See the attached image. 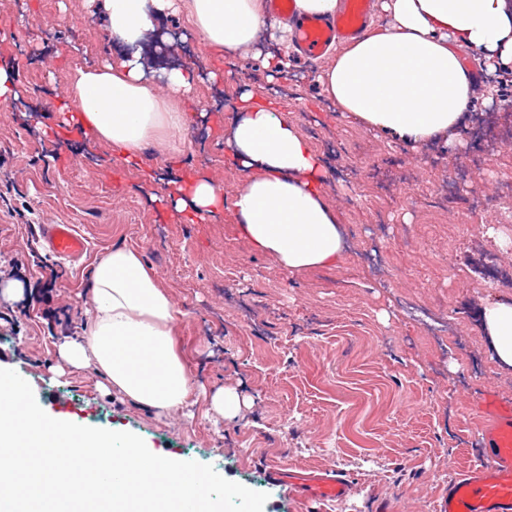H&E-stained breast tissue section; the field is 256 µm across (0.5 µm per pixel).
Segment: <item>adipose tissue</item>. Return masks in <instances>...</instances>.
<instances>
[{"mask_svg": "<svg viewBox=\"0 0 512 512\" xmlns=\"http://www.w3.org/2000/svg\"><path fill=\"white\" fill-rule=\"evenodd\" d=\"M118 59L79 68L57 110L126 164L143 167L148 144L171 145L193 120L186 110L198 73L153 75L142 48L156 20L185 13L208 49L230 56L269 22L266 0H85ZM390 21L365 31L316 76L324 98L362 126L409 143L453 142L473 86L458 51L512 63V0H380ZM226 140L244 175L232 201L205 172L168 182L159 201L193 223L232 205L241 237L297 274L338 262L344 242L322 186L320 156L273 102L239 97ZM181 312L139 248L118 245L94 267L91 313L81 335L57 352L75 369L102 375L106 389L164 417L188 410L193 380L175 344ZM483 325L495 358L512 366V303L491 301Z\"/></svg>", "mask_w": 512, "mask_h": 512, "instance_id": "adipose-tissue-1", "label": "adipose tissue"}]
</instances>
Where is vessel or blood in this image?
Listing matches in <instances>:
<instances>
[{
	"mask_svg": "<svg viewBox=\"0 0 512 512\" xmlns=\"http://www.w3.org/2000/svg\"><path fill=\"white\" fill-rule=\"evenodd\" d=\"M371 4L372 0H343L334 19H298L294 38L301 52L318 58L333 43L356 37L368 22ZM42 232L54 256L77 260L88 249L74 225L47 224ZM477 413L484 455L449 480L437 501V512H512V402L490 395L479 404ZM270 475L299 501L311 505L339 501L356 491L352 480L331 470L275 465Z\"/></svg>",
	"mask_w": 512,
	"mask_h": 512,
	"instance_id": "vessel-or-blood-1",
	"label": "vessel or blood"
}]
</instances>
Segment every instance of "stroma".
Returning <instances> with one entry per match:
<instances>
[{"instance_id":"1","label":"stroma","mask_w":512,"mask_h":512,"mask_svg":"<svg viewBox=\"0 0 512 512\" xmlns=\"http://www.w3.org/2000/svg\"><path fill=\"white\" fill-rule=\"evenodd\" d=\"M113 53L84 0H5L0 59H9L22 98L0 103V368L24 374L37 403L70 422L129 431L169 458L209 464L224 478L268 493L264 512H307L271 465L327 469L357 492L323 512H435L449 478L474 460L475 406L485 391L512 399V368L494 358L482 325L486 300L512 302V111L490 112L489 96L512 99V83L487 86L478 52L474 99L463 130L486 122L463 146L410 147L336 112L314 74L326 59L289 52L288 73L271 78L255 48L212 55L201 36L146 45L154 69L172 64L223 71L195 88L189 109L211 108L184 147L144 153L163 178L205 168L233 197L241 175L224 136L235 115L214 103L251 90L275 98L331 171L324 186L347 249L338 264L288 274L239 234L232 206L192 224L151 203L141 169L75 127L59 126L55 98L69 73ZM46 224L86 236L84 261L45 250ZM116 245L141 249L183 317L181 352L207 389L235 387L243 419L157 417L99 376H58L55 343L81 335L96 263Z\"/></svg>"}]
</instances>
